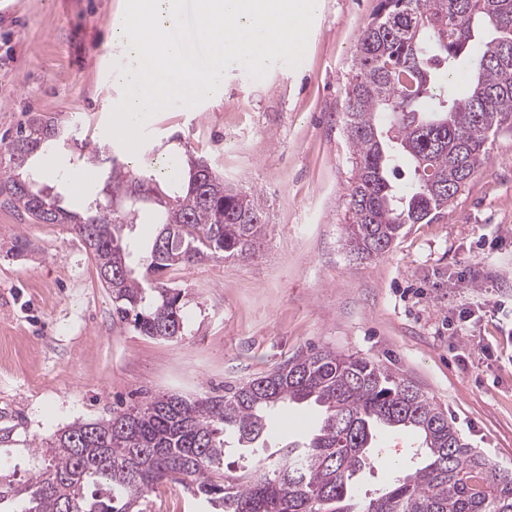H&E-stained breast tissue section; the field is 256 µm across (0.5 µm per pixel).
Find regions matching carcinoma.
<instances>
[{
    "label": "carcinoma",
    "mask_w": 512,
    "mask_h": 512,
    "mask_svg": "<svg viewBox=\"0 0 512 512\" xmlns=\"http://www.w3.org/2000/svg\"><path fill=\"white\" fill-rule=\"evenodd\" d=\"M493 37L467 54L478 29ZM473 72L459 97V62ZM355 74L345 93L344 124L353 150L347 194L350 250L365 259L391 249L409 224H429L451 204L488 158V140L512 124V0H381L376 19L358 38ZM71 129L41 115L20 127L0 169L3 203L40 224H71L90 245L98 278L112 292L113 312L140 334L161 324L184 332L181 291L166 272L208 258L236 260L260 251L267 220L255 192L229 188L203 158L190 157L170 189L158 172L137 176L114 156L112 191L143 194L159 210L157 234L139 262L155 286L116 266L130 260L124 229L137 211L89 207L79 214L44 194L28 160L50 142L68 143ZM410 183L399 184L404 173ZM320 408L302 441L265 454L267 419L291 406ZM419 439L420 466L359 508L355 489L382 431ZM236 449L249 470H224ZM45 467L22 483L0 481V512H145L158 484H183L204 512H512V471L486 459L418 388L363 357L322 349L224 392L186 398L163 394L97 421L60 430Z\"/></svg>",
    "instance_id": "obj_1"
}]
</instances>
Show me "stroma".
Here are the masks:
<instances>
[{"label":"stroma","instance_id":"obj_1","mask_svg":"<svg viewBox=\"0 0 512 512\" xmlns=\"http://www.w3.org/2000/svg\"><path fill=\"white\" fill-rule=\"evenodd\" d=\"M379 4L321 0L298 67L258 81L228 71L200 106L151 116L132 156L108 134L122 97L116 70L136 65L110 28L125 0H0V141L40 114L78 123V138L137 174L167 154L202 155L227 184L258 191L269 216L255 257L169 272L185 331L164 341L118 323L69 225L38 224L0 203V472L27 479L31 448L74 420L105 419L163 393L220 395L322 347L410 382L472 447L512 471V329L492 312L464 331L455 322L460 308L512 296V127L491 136L487 162L432 223L412 225L376 259L345 242V90ZM29 168L39 188L77 212L102 198L108 175L61 145L44 147ZM470 266L472 282L463 278ZM318 416L305 405L273 419L267 452L306 436ZM417 446L409 432L381 434L358 500L415 469Z\"/></svg>","mask_w":512,"mask_h":512}]
</instances>
